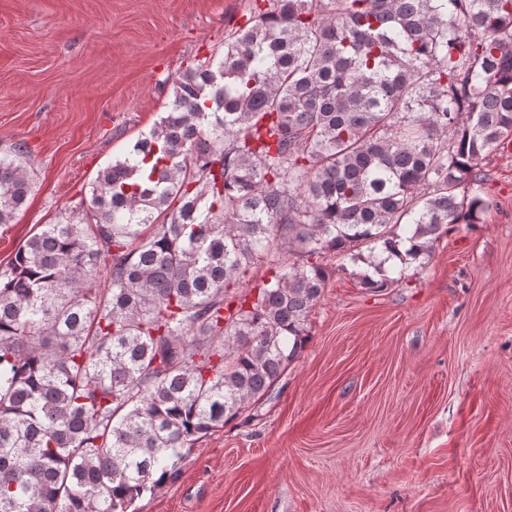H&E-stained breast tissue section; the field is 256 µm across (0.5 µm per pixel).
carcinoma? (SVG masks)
Masks as SVG:
<instances>
[{
	"label": "carcinoma",
	"instance_id": "1",
	"mask_svg": "<svg viewBox=\"0 0 512 512\" xmlns=\"http://www.w3.org/2000/svg\"><path fill=\"white\" fill-rule=\"evenodd\" d=\"M511 142L512 0H251L81 217L0 271V512H129L279 382L326 285L312 258L364 246L363 285L399 282L402 242L404 263L481 222L465 187ZM23 155L0 153V226Z\"/></svg>",
	"mask_w": 512,
	"mask_h": 512
}]
</instances>
